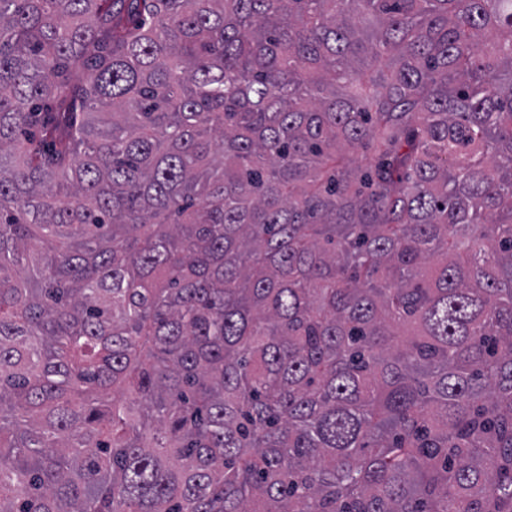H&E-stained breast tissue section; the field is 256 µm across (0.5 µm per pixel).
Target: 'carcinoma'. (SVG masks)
<instances>
[{
	"label": "carcinoma",
	"mask_w": 512,
	"mask_h": 512,
	"mask_svg": "<svg viewBox=\"0 0 512 512\" xmlns=\"http://www.w3.org/2000/svg\"><path fill=\"white\" fill-rule=\"evenodd\" d=\"M0 512H512V0H0Z\"/></svg>",
	"instance_id": "cac0c4a2"
}]
</instances>
